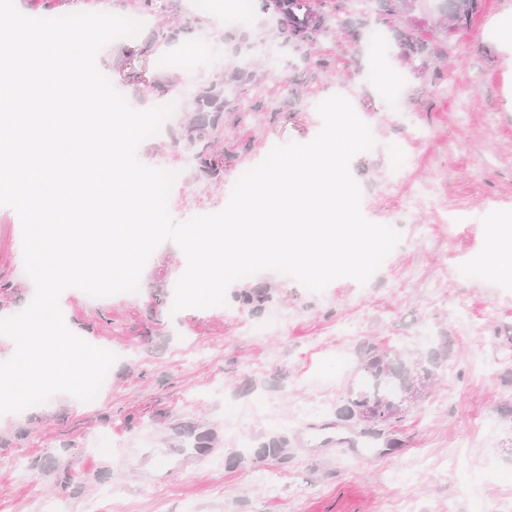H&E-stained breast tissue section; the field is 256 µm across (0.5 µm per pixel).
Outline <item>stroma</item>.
Segmentation results:
<instances>
[{
    "label": "stroma",
    "instance_id": "35a3bbf8",
    "mask_svg": "<svg viewBox=\"0 0 512 512\" xmlns=\"http://www.w3.org/2000/svg\"><path fill=\"white\" fill-rule=\"evenodd\" d=\"M126 2L21 7L48 18L109 7L143 22L97 57L134 109L156 105L169 82L187 95L223 79V178L185 164L187 112L138 147L144 165L177 172L175 221L222 210L240 172L275 145L310 142L318 104L340 95L376 141L350 164L362 213L397 226L401 240L367 284L344 277L313 292L264 271L204 310L172 309L187 260L171 242L152 253L136 294L63 291L68 328L117 360L94 403L59 393L0 414V512H43L48 501L78 512L115 480L130 492L101 501V512H512V482L499 479L512 471V281L486 259L492 226L512 225V0H483L470 26L449 34L434 24L437 0H420L415 34L448 49L423 65L401 56V29L379 23L375 0L284 57L262 13L231 27L209 8L186 13L183 0H154L148 12ZM168 27L177 37L159 42ZM202 42L211 52L192 66ZM244 292L264 295L261 312L240 305ZM34 294L20 217L0 206V317ZM491 304L499 316L481 320ZM426 320L435 331L422 342ZM268 322L270 333L252 332ZM370 346L438 362L435 385L379 427L391 450L367 463L301 441L310 422L365 431L344 409ZM106 440L116 446L109 457L99 453Z\"/></svg>",
    "mask_w": 512,
    "mask_h": 512
}]
</instances>
